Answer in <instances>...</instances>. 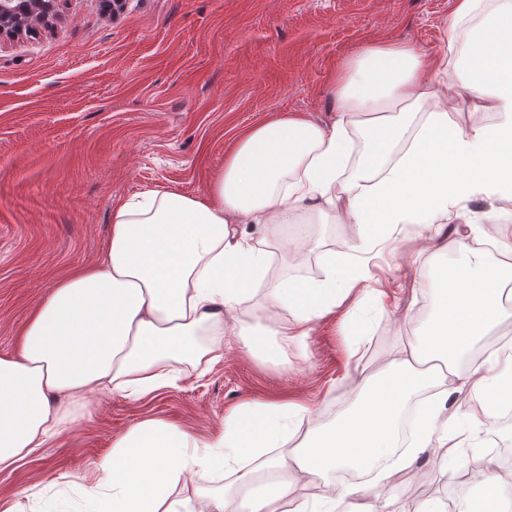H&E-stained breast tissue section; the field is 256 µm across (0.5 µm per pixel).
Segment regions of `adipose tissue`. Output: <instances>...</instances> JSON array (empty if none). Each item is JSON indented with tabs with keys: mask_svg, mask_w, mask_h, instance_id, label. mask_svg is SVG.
Masks as SVG:
<instances>
[{
	"mask_svg": "<svg viewBox=\"0 0 512 512\" xmlns=\"http://www.w3.org/2000/svg\"><path fill=\"white\" fill-rule=\"evenodd\" d=\"M334 95L330 126L286 117L251 129L206 197L150 190L113 204L101 262L62 275L20 328V355L0 353V471L60 436L90 394L138 400L168 386L175 365L221 357L224 318L248 306L267 263L237 225L294 224L305 209L339 206L348 223L364 227L345 268L267 290L270 316L259 331L303 338L367 281L364 255L393 226L447 223L450 209L476 195L512 197V0H459L439 54L402 43L364 49L335 80ZM478 105L493 122L448 118ZM373 114L379 127L366 129ZM354 136L362 148L353 157ZM436 249L452 252L457 268H436L424 334L402 342L399 360L362 375L335 425L312 429L286 453L300 405L245 402L225 416L220 451L191 454L185 431L138 421L113 441L96 479L81 483L91 512H194L212 473L226 467L240 469L251 487L247 512H278L287 500L290 512H311L307 501L291 500L294 483L368 473L366 485L327 497L324 512H338L425 450L454 458L461 443L441 400L420 406L414 446L394 465L396 422L415 392L460 378L457 360L504 315L512 239H499L494 262L460 239ZM283 312L290 324L280 322ZM463 381L477 401L472 421L493 427L512 404V342Z\"/></svg>",
	"mask_w": 512,
	"mask_h": 512,
	"instance_id": "ef3b65f1",
	"label": "adipose tissue"
}]
</instances>
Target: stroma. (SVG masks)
Returning a JSON list of instances; mask_svg holds the SVG:
<instances>
[{"label": "stroma", "instance_id": "35a3bbf8", "mask_svg": "<svg viewBox=\"0 0 512 512\" xmlns=\"http://www.w3.org/2000/svg\"><path fill=\"white\" fill-rule=\"evenodd\" d=\"M456 0H62L58 16L32 33L0 39V352L17 348L18 329L73 266L98 263L108 244L112 203L150 190L205 197L237 141L256 125L299 115L335 117L332 85L361 50L405 42L429 53L446 45ZM315 243L288 240L295 225L257 232L268 255L250 307L224 325L221 358L181 366L173 386L133 401L90 397L64 435L0 471V499L23 512L50 500L81 512L76 482L95 474L113 439L135 422L159 419L198 443L217 442L224 417L246 401L299 403V426H330L355 398L362 370L384 367L429 319L435 268L429 233L483 247L486 234L512 231V200L461 201L450 224L392 228L369 261L375 296L348 299L305 339L268 336L273 358L251 354L237 332L265 315V290L284 280H319L353 253L364 230L337 212H306ZM469 390L450 396L462 456L442 468L421 454L380 489L377 512L428 500L452 508L479 496L484 459L512 472V422L475 430L463 420Z\"/></svg>", "mask_w": 512, "mask_h": 512}]
</instances>
